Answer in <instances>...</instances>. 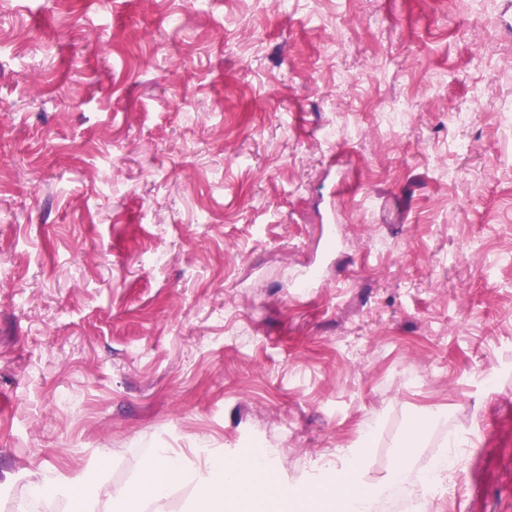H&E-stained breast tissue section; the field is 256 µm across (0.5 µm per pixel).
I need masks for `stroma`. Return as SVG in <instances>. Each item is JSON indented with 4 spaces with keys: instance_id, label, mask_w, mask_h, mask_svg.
<instances>
[{
    "instance_id": "stroma-1",
    "label": "stroma",
    "mask_w": 512,
    "mask_h": 512,
    "mask_svg": "<svg viewBox=\"0 0 512 512\" xmlns=\"http://www.w3.org/2000/svg\"><path fill=\"white\" fill-rule=\"evenodd\" d=\"M472 10L0 0V512L261 448L390 493L450 452L417 512H512V0Z\"/></svg>"
}]
</instances>
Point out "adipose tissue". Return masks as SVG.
I'll return each instance as SVG.
<instances>
[{
  "instance_id": "adipose-tissue-1",
  "label": "adipose tissue",
  "mask_w": 512,
  "mask_h": 512,
  "mask_svg": "<svg viewBox=\"0 0 512 512\" xmlns=\"http://www.w3.org/2000/svg\"><path fill=\"white\" fill-rule=\"evenodd\" d=\"M268 469L259 452L243 459H213L201 475L160 454L143 468L134 486L115 488L99 482L85 512H97L102 501L122 504L123 512H169L170 490L187 483L194 484L196 489L194 512H230L226 489H237L249 504L269 496L271 485L261 477ZM380 493V487L363 484L355 471L348 469L336 472L327 482L298 490L297 495L305 501L327 497L338 502L342 512H371Z\"/></svg>"
}]
</instances>
